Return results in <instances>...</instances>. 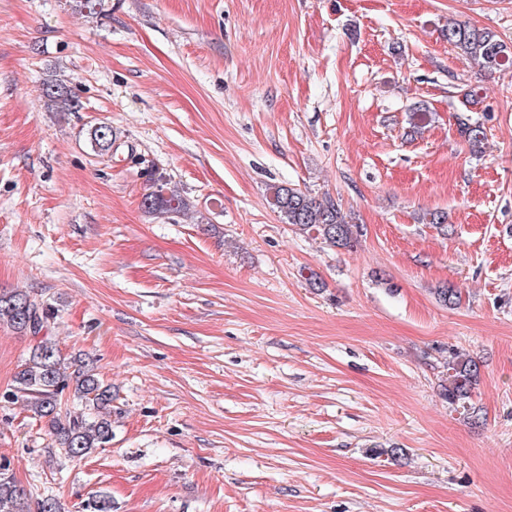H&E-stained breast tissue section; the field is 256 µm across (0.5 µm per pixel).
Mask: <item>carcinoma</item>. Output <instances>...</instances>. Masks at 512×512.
Wrapping results in <instances>:
<instances>
[{"mask_svg":"<svg viewBox=\"0 0 512 512\" xmlns=\"http://www.w3.org/2000/svg\"><path fill=\"white\" fill-rule=\"evenodd\" d=\"M448 44L473 61L482 71L492 72L512 62V43L502 40L494 31L479 29L452 21L445 29ZM43 97L48 108L57 112H76L78 100L61 79L49 78L43 83ZM459 131L476 149L482 144V124L467 116L457 118ZM92 152L97 156L112 155L116 135L112 126L101 124L90 132ZM150 187L142 194L141 208L148 214L162 217L186 209L185 200L167 187L156 170L146 171ZM272 206L287 224L312 234L332 247H349L357 239L354 225L347 221L339 205L330 198H316L289 185L274 188ZM54 318L51 306L21 291H0V325L34 338L28 358L15 376V390L0 395L7 403L23 396L33 414L47 421L48 436L65 456L82 458L112 440V387L102 382L90 362L79 361L73 372H66L61 350L48 326ZM479 367L475 360L454 352L448 359V386L443 396L448 404L463 409L474 421L479 410L470 404ZM72 389L73 399L82 409L72 411L63 402V393ZM0 512H60L58 501L46 496L32 501L27 491L9 472L7 462H0Z\"/></svg>","mask_w":512,"mask_h":512,"instance_id":"carcinoma-1","label":"carcinoma"}]
</instances>
